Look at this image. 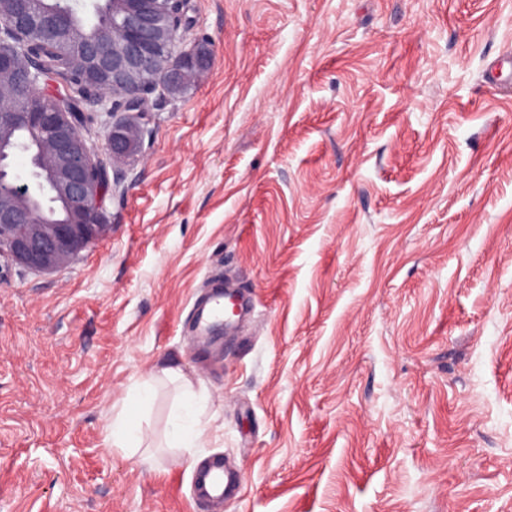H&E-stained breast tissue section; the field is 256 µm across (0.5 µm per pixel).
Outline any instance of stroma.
<instances>
[{
    "instance_id": "obj_1",
    "label": "stroma",
    "mask_w": 512,
    "mask_h": 512,
    "mask_svg": "<svg viewBox=\"0 0 512 512\" xmlns=\"http://www.w3.org/2000/svg\"><path fill=\"white\" fill-rule=\"evenodd\" d=\"M104 235L0 264V512H512V0H188ZM250 295L200 357L212 281ZM197 398L201 447L171 448ZM137 451L112 420L145 384ZM220 457L241 480L195 498Z\"/></svg>"
}]
</instances>
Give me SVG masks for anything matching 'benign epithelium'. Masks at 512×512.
Returning a JSON list of instances; mask_svg holds the SVG:
<instances>
[{
  "label": "benign epithelium",
  "instance_id": "obj_1",
  "mask_svg": "<svg viewBox=\"0 0 512 512\" xmlns=\"http://www.w3.org/2000/svg\"><path fill=\"white\" fill-rule=\"evenodd\" d=\"M33 3L0 0V259L44 272L79 256L106 230L108 171L84 134L93 118L84 106L141 114L158 88L185 93L210 66L213 49L201 42L171 60L187 0H115V20L93 39L75 30L69 9L36 12ZM35 44L61 47L65 71L86 84L44 93L49 73L43 57L29 52ZM20 125L30 150L15 145ZM142 139L143 129L122 119L105 132L114 162L135 155ZM19 153L29 158L27 181L11 170ZM46 199L62 207L51 222L36 215Z\"/></svg>",
  "mask_w": 512,
  "mask_h": 512
}]
</instances>
